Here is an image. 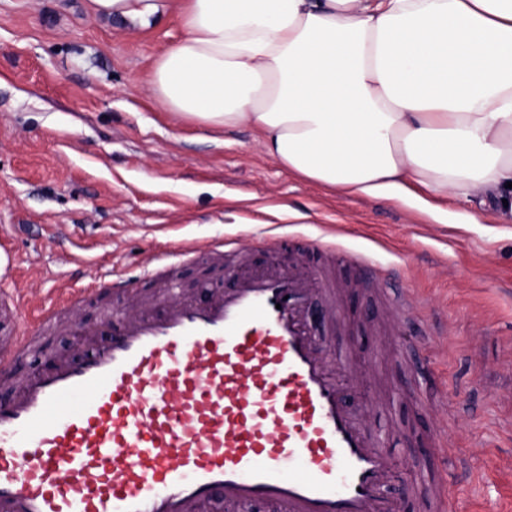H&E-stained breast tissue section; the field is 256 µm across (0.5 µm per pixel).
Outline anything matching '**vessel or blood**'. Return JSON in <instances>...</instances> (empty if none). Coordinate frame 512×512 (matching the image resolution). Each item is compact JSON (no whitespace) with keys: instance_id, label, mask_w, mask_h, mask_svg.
<instances>
[{"instance_id":"vessel-or-blood-1","label":"vessel or blood","mask_w":512,"mask_h":512,"mask_svg":"<svg viewBox=\"0 0 512 512\" xmlns=\"http://www.w3.org/2000/svg\"><path fill=\"white\" fill-rule=\"evenodd\" d=\"M184 255L231 286L151 299L116 277L63 291L32 325L20 292H0V512H400L395 486L457 512L464 477L400 467L350 402L359 353L335 357L311 328L313 300L341 313L326 269L256 267L232 242ZM351 260L386 289L389 269ZM150 273L169 284L179 265L161 254ZM107 292L124 307L100 322L106 340L19 374L44 330ZM384 300L400 317L423 305L407 285Z\"/></svg>"}]
</instances>
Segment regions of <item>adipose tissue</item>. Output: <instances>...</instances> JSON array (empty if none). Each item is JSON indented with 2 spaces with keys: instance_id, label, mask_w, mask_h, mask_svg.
<instances>
[{
  "instance_id": "ef3b65f1",
  "label": "adipose tissue",
  "mask_w": 512,
  "mask_h": 512,
  "mask_svg": "<svg viewBox=\"0 0 512 512\" xmlns=\"http://www.w3.org/2000/svg\"><path fill=\"white\" fill-rule=\"evenodd\" d=\"M136 29L167 111L258 130L272 160L355 197L492 207L512 222V0H89ZM425 197L414 198L411 184Z\"/></svg>"
}]
</instances>
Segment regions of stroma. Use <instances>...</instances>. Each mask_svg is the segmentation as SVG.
I'll return each instance as SVG.
<instances>
[{
	"label": "stroma",
	"mask_w": 512,
	"mask_h": 512,
	"mask_svg": "<svg viewBox=\"0 0 512 512\" xmlns=\"http://www.w3.org/2000/svg\"><path fill=\"white\" fill-rule=\"evenodd\" d=\"M185 34L177 13L147 31L94 17L87 0H0V243L14 253L0 287L26 293L33 322L63 288L115 273L136 275L145 294L155 255L194 242L278 239L277 256L307 241L336 240V278L349 252L394 267L437 313L428 341L445 388L428 412L392 392L409 362L393 357L405 328L372 289L344 292L346 323L317 335L336 351L380 349L370 378L371 429L415 462L398 429L438 432L466 452L471 484L459 512L512 506V223L484 209L479 223L445 203L433 217L385 199L351 197L303 180L265 155L249 126L214 129L165 111L149 85L156 55ZM228 283L187 263L179 286L203 299ZM470 403L464 415L449 404Z\"/></svg>",
	"instance_id": "35a3bbf8"
}]
</instances>
